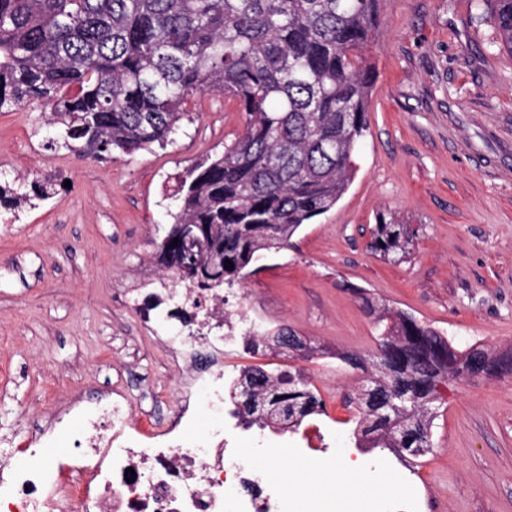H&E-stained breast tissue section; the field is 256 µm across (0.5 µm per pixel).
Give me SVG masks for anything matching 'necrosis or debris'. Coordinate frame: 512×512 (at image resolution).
<instances>
[{
	"label": "necrosis or debris",
	"mask_w": 512,
	"mask_h": 512,
	"mask_svg": "<svg viewBox=\"0 0 512 512\" xmlns=\"http://www.w3.org/2000/svg\"><path fill=\"white\" fill-rule=\"evenodd\" d=\"M150 327L167 343L182 379L180 420L144 429L124 397L87 413L70 444L74 465L42 447L0 448V512H294L274 484L268 462L274 443L244 435L224 400L223 345L260 333L261 321L243 306L202 292L180 303L174 291ZM208 428L187 436L179 423L200 413Z\"/></svg>",
	"instance_id": "obj_1"
}]
</instances>
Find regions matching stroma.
<instances>
[{
  "instance_id": "stroma-1",
  "label": "stroma",
  "mask_w": 512,
  "mask_h": 512,
  "mask_svg": "<svg viewBox=\"0 0 512 512\" xmlns=\"http://www.w3.org/2000/svg\"><path fill=\"white\" fill-rule=\"evenodd\" d=\"M493 11L492 0H383L351 184L238 288L266 329L318 348L302 367L325 403L316 422L328 446L361 473L416 482L422 512H512V375L442 384L433 448L406 464L350 441L359 412L349 399L365 374L333 355L376 352L360 288L458 349L512 348V51ZM190 110L175 144L110 161L47 150L40 109L0 112V169L58 186L0 223V440H30L78 396L123 394L137 417L175 407L169 352L124 298L165 278L155 248L175 176L243 130L232 100L199 95ZM390 211L417 231L403 262L367 247Z\"/></svg>"
}]
</instances>
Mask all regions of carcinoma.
Returning a JSON list of instances; mask_svg holds the SVG:
<instances>
[{
    "mask_svg": "<svg viewBox=\"0 0 512 512\" xmlns=\"http://www.w3.org/2000/svg\"><path fill=\"white\" fill-rule=\"evenodd\" d=\"M381 0H0V112L36 105L54 128L48 147L112 159L172 145L197 95L233 98L243 132L224 150L175 178L172 224H192L189 250L169 237L156 259L172 287L213 291L240 284L266 252L292 245L299 228L336 205L354 176L367 131L374 67L364 56L376 36ZM503 46L512 50V0H493ZM54 183L0 180V207L36 205ZM410 225L376 218L370 248L384 259L411 254ZM234 269L225 268V260ZM379 349L394 366L367 369L349 353L336 359L368 374L357 400V448L399 460L432 448L440 386L472 359L414 316L365 300ZM282 330L244 340L250 353L275 352ZM512 374V354L486 353L473 376ZM235 414L248 427H298L324 413L300 370H243ZM413 395L397 411L386 402Z\"/></svg>",
    "mask_w": 512,
    "mask_h": 512,
    "instance_id": "1",
    "label": "carcinoma"
}]
</instances>
